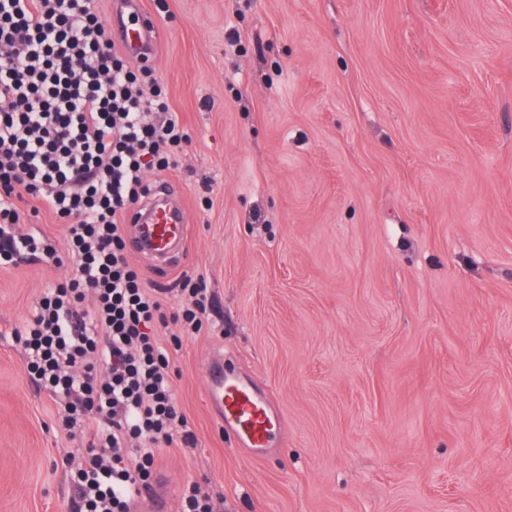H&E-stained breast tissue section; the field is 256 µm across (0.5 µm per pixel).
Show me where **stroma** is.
<instances>
[{
  "instance_id": "obj_1",
  "label": "stroma",
  "mask_w": 512,
  "mask_h": 512,
  "mask_svg": "<svg viewBox=\"0 0 512 512\" xmlns=\"http://www.w3.org/2000/svg\"><path fill=\"white\" fill-rule=\"evenodd\" d=\"M191 137L167 180L208 328L169 358L215 512H512V0H142ZM68 265L0 266V512H71L79 444L12 333ZM223 355L282 422L251 457ZM208 404L222 429L232 434L241 448H269L279 416L268 394L261 395L247 380L224 365L223 355L205 363Z\"/></svg>"
}]
</instances>
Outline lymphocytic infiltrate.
Wrapping results in <instances>:
<instances>
[{
    "label": "lymphocytic infiltrate",
    "instance_id": "1",
    "mask_svg": "<svg viewBox=\"0 0 512 512\" xmlns=\"http://www.w3.org/2000/svg\"><path fill=\"white\" fill-rule=\"evenodd\" d=\"M1 45L0 256L59 263L46 239L15 230L45 208L67 225L72 260L15 342L82 443L65 459L76 512H132L159 451L196 445L168 349L202 331L206 280L178 279L185 301L167 308L125 244L148 175L175 168L190 136L158 85H144L147 67L113 45L94 0H0Z\"/></svg>",
    "mask_w": 512,
    "mask_h": 512
}]
</instances>
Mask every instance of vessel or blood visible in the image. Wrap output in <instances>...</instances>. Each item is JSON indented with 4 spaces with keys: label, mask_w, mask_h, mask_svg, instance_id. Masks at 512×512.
<instances>
[{
    "label": "vessel or blood",
    "mask_w": 512,
    "mask_h": 512,
    "mask_svg": "<svg viewBox=\"0 0 512 512\" xmlns=\"http://www.w3.org/2000/svg\"><path fill=\"white\" fill-rule=\"evenodd\" d=\"M108 29L113 43L126 50L137 62L152 58L157 45V28L142 8L141 0H122L118 17ZM142 210L128 213L133 223L132 249L140 257L155 261L170 258L185 250L188 240L187 215L183 208L170 207L142 223ZM208 403L212 415L224 431L232 434L243 448L267 447L279 425V416L269 395L259 394L247 380L225 366L223 356L216 355L205 363ZM174 484L169 469L157 467L152 481L136 503L137 512H169Z\"/></svg>",
    "instance_id": "b4317fda"
}]
</instances>
